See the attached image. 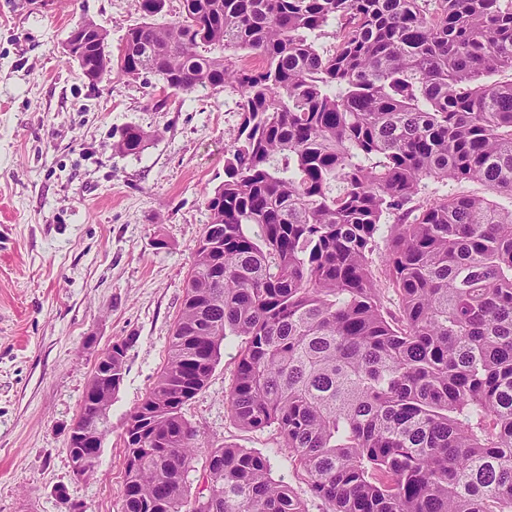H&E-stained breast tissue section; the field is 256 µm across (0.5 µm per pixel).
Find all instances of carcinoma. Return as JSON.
<instances>
[{"instance_id":"1","label":"carcinoma","mask_w":512,"mask_h":512,"mask_svg":"<svg viewBox=\"0 0 512 512\" xmlns=\"http://www.w3.org/2000/svg\"><path fill=\"white\" fill-rule=\"evenodd\" d=\"M139 0L143 21L95 82L153 73L231 87L242 122L207 194L167 362L128 419L120 512H306L266 456L208 451L183 407L239 340L230 412L275 428L331 512H512V0ZM335 25L336 43L318 39ZM246 51L258 70L236 67ZM140 128L115 149L144 150ZM480 181L509 200L418 199L422 180ZM383 254L400 316L385 315ZM128 342L112 343L109 404ZM208 500V508L197 504ZM379 249L373 254L372 258H373V264H372V268L377 276V279L378 280H381L382 281V284L381 287L383 288L381 290V301H382V305H383V308L392 313V314H398L399 313V298L398 296L394 293V291L392 290V288H389L388 286V283H386L385 281V274H384V269L383 267L381 266V263L379 261V252H383L384 249H385V239L381 238L379 240Z\"/></svg>"}]
</instances>
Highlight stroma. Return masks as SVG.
<instances>
[{
    "label": "stroma",
    "instance_id": "stroma-1",
    "mask_svg": "<svg viewBox=\"0 0 512 512\" xmlns=\"http://www.w3.org/2000/svg\"><path fill=\"white\" fill-rule=\"evenodd\" d=\"M93 21L118 52L140 22L137 0H0V512H117L123 433L167 361L184 285L224 180L241 123L230 88L177 93L158 77L90 84L65 53ZM150 140L139 155L113 148L121 129ZM128 341L97 473L73 475L70 426L97 355ZM238 342L227 339L205 389L183 409L200 433L190 496L204 490L209 449L269 457L307 512H329L281 451L275 429L249 431L227 395Z\"/></svg>",
    "mask_w": 512,
    "mask_h": 512
}]
</instances>
